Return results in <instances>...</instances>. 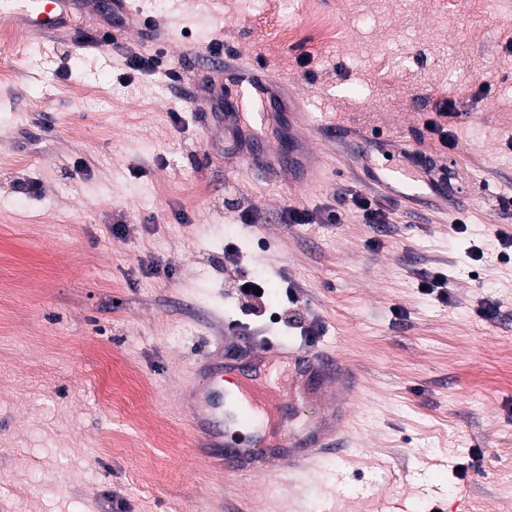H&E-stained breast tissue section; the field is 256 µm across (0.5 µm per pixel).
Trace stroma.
Listing matches in <instances>:
<instances>
[{"label":"stroma","instance_id":"obj_1","mask_svg":"<svg viewBox=\"0 0 512 512\" xmlns=\"http://www.w3.org/2000/svg\"><path fill=\"white\" fill-rule=\"evenodd\" d=\"M132 6L160 33L88 47L78 35L103 24L89 9L74 29L0 41V512H278L259 477L231 482L191 444L181 400L202 356L232 353L220 336L354 372L345 449L315 461L296 512L366 497L512 512V0H288L263 18L250 0ZM214 45L276 75V111L244 110L237 132L206 111ZM131 53L164 65L129 70ZM291 86L323 122L313 187L235 157L291 149ZM444 100L450 151L426 128ZM419 151L461 170L455 199L394 207L383 232L352 208L286 223L291 193L320 213ZM435 272L448 300L421 288ZM246 277L265 282L267 316L237 296Z\"/></svg>","mask_w":512,"mask_h":512}]
</instances>
